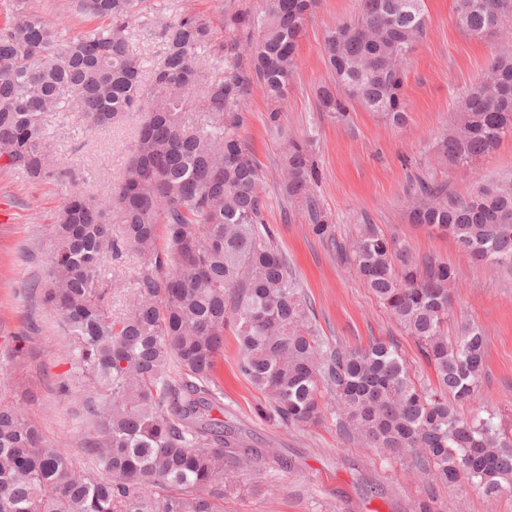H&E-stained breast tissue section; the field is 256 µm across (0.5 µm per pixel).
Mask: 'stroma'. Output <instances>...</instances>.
<instances>
[{"label": "stroma", "instance_id": "obj_1", "mask_svg": "<svg viewBox=\"0 0 512 512\" xmlns=\"http://www.w3.org/2000/svg\"><path fill=\"white\" fill-rule=\"evenodd\" d=\"M67 0H23L62 37L78 36L86 27L79 16H65ZM161 11L132 25V48L148 66L164 52L160 37L165 22L191 11L216 16L215 0H160ZM357 0H318L297 51V69L288 88L282 122L294 133L316 129V155L322 169L318 195L336 233L355 236L366 224L406 241L419 256H431L462 270L450 289L455 322L473 321L487 342L485 368L475 399L463 415L478 409L495 412L512 425V270L472 263L455 242L428 235L408 224L405 205L408 176L429 170L457 194L472 192L478 180H494L512 172V137L476 165L448 169L435 152L459 99L477 82L497 47L495 38L466 35L455 22L454 0H424L429 19L427 37L412 54L404 87L412 120L402 130L386 126L362 108L340 124L319 112L317 88L333 83L325 63L326 25L354 15ZM248 122L244 134L265 172L264 218L278 234L302 287L314 307L319 330L332 343L364 347L375 338H394L419 377L434 370L421 358L415 340L399 328L363 281L341 263L310 230L300 203L288 201L279 188V144L266 123L268 101L259 85L245 98ZM143 113H129L117 125L91 131L77 110L50 114L51 152L75 175L81 189L98 194L117 187L127 164ZM66 185L53 180L32 183L0 167V399L22 404L40 422L48 443L67 441L77 453L79 435L87 430L85 383L74 379L68 341L58 313L43 302L38 284L52 255L54 217ZM138 256L130 250L107 260L112 279V311L125 312L137 290ZM238 342L224 332V356L215 372L222 394L224 420L248 447L278 452L279 460L259 459L239 469L243 488L229 512H414L426 497V481L404 456L366 447L341 435L332 411L318 422L282 426L263 416V394L237 369ZM68 382L60 391L59 382ZM263 486L260 494L251 493ZM436 512H512V488L486 498L481 489L462 484L440 490Z\"/></svg>", "mask_w": 512, "mask_h": 512}]
</instances>
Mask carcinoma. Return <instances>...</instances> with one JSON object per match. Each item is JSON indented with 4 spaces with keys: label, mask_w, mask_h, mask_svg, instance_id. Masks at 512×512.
Listing matches in <instances>:
<instances>
[{
    "label": "carcinoma",
    "mask_w": 512,
    "mask_h": 512,
    "mask_svg": "<svg viewBox=\"0 0 512 512\" xmlns=\"http://www.w3.org/2000/svg\"><path fill=\"white\" fill-rule=\"evenodd\" d=\"M147 2L75 0L78 16L103 25L68 40L33 12L0 26V161L27 181L67 176L47 146L49 114L74 106L88 129L100 130L147 113L119 187L64 197L43 284L88 382L82 450L89 463L76 466L66 443L47 444L23 406L0 401V512H224L237 490L234 468L255 455L211 415L221 409L213 377L228 327L239 373L267 397L265 414L284 426L316 422L330 397L340 430L409 456L425 476L430 491L415 512H433L436 490L463 481L487 496L511 486L512 430L494 413L458 412L486 359L476 323L448 334L449 288L459 270L415 256L374 224L339 241L317 195L316 131H282L281 105L317 0L226 9L218 46L214 20L184 12L162 28L165 52L146 77L130 37ZM455 14L467 34L500 43L437 144L450 169L474 165L512 136V31L504 28L512 0H455ZM427 31L423 0H359L353 17L325 30L334 85L319 87V111L346 122L357 104L392 128L406 127V64ZM254 82L281 136L288 200L304 204L312 233L415 339L435 382H420L390 340L348 349L320 334L265 223V173L241 134ZM406 216L476 262L512 268V175L463 197L420 172ZM114 218L120 239L112 237ZM124 248L140 259L138 293L118 316L101 266Z\"/></svg>",
    "instance_id": "cac0c4a2"
}]
</instances>
